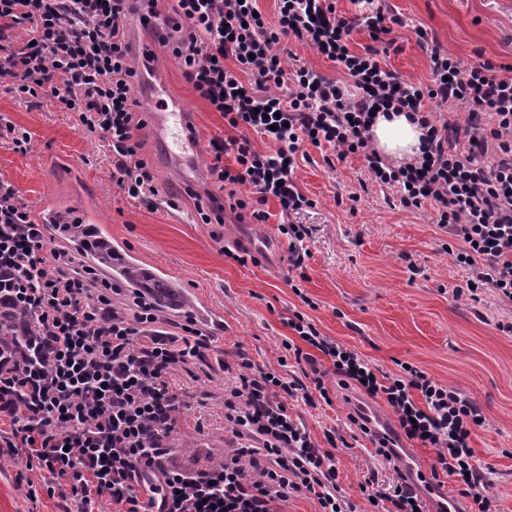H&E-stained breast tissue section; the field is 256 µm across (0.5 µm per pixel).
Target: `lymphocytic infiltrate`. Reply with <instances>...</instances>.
<instances>
[{
  "label": "lymphocytic infiltrate",
  "instance_id": "lymphocytic-infiltrate-1",
  "mask_svg": "<svg viewBox=\"0 0 512 512\" xmlns=\"http://www.w3.org/2000/svg\"><path fill=\"white\" fill-rule=\"evenodd\" d=\"M133 2L0 0V84L73 112L85 134L107 142L118 186L154 210L159 189L134 134L138 71L126 39ZM277 5L271 24L258 15L257 0H169L172 26L156 39L199 96L242 130L239 138L210 139V173L219 187L251 189L233 206L257 223L269 217L268 200L278 201L292 290L307 277L309 231L288 217L311 204L293 179L308 143L341 159L362 156L372 181L396 189L402 208L432 209L467 272L454 299L489 288L512 302V76L488 63L462 65L434 46L430 82L413 83L384 67L377 49L351 51L350 25L333 0ZM19 25L27 36L16 43L11 31ZM290 36L337 65L344 79L280 51ZM429 100L437 111L426 109ZM450 103L463 109L464 126L440 115ZM378 111L406 113L424 129L415 164L390 166L374 149ZM254 133L268 139V149L255 148ZM119 291L53 244L15 187L0 180V302L23 308L32 328L19 347L0 345V443L24 455L26 469L44 472L48 496L72 500L76 512H98L106 496L118 512H281L292 495L309 494L319 512H346L331 450L335 430L316 441L288 409L292 399L329 400L324 360L341 387L383 399L402 437L436 448L438 468L475 512H497L470 445L483 425L478 408L416 366L379 372L300 312L287 321L295 336L284 347L303 374H270L247 358L224 364L232 383L224 391L230 446L223 462L189 471L168 466L186 405L176 375L206 360L211 339L189 323L177 335L159 329L154 306L141 298L128 314L114 300ZM360 490L394 512H426L407 477L389 494L372 476Z\"/></svg>",
  "mask_w": 512,
  "mask_h": 512
}]
</instances>
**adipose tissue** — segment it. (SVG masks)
<instances>
[{"label": "adipose tissue", "mask_w": 512, "mask_h": 512, "mask_svg": "<svg viewBox=\"0 0 512 512\" xmlns=\"http://www.w3.org/2000/svg\"><path fill=\"white\" fill-rule=\"evenodd\" d=\"M423 131L419 124L409 122L405 113L377 116L371 138L376 151L400 164L414 163L420 155Z\"/></svg>", "instance_id": "adipose-tissue-1"}]
</instances>
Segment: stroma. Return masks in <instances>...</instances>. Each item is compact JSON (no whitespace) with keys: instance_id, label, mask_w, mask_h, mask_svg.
Masks as SVG:
<instances>
[{"instance_id":"stroma-1","label":"stroma","mask_w":512,"mask_h":512,"mask_svg":"<svg viewBox=\"0 0 512 512\" xmlns=\"http://www.w3.org/2000/svg\"><path fill=\"white\" fill-rule=\"evenodd\" d=\"M336 13L351 22L349 47H374L388 69L428 83L427 46L437 45L462 64L512 66V0H384L404 26L372 39L356 25L359 7L335 0ZM428 33L419 43L416 28ZM136 110L144 123L137 131L163 195L177 209L150 210L127 196L112 179L105 142L78 129L59 102L39 98L24 103L0 89V115L32 134L27 152L0 143V179L10 182L35 218L58 202L80 206L90 199L94 212L114 240L138 263L154 264L167 280L204 301L217 315L202 331L212 339L206 362L194 365L190 407L180 417L172 440V463L193 468L220 459L229 445L224 431V371L221 360L246 355L258 369H279L292 337L284 320L307 312L321 333L357 352L381 372L396 374L401 364L424 370L435 381L460 390L476 403L485 423L470 442L478 465L489 472L487 491L498 512H512V334L499 324L512 322V302L489 290L477 299L457 300L452 289L465 277L448 252L450 240L424 207H400L392 190L372 183L361 156L328 166L324 149L307 146L308 160L293 177L311 207L291 214L308 227L310 253L303 296L288 285V242L278 237L273 265H240L230 257L244 232L232 213L223 225L191 221L196 199L217 192L203 147L215 137L230 138L218 112L184 79L178 61L167 52L139 71ZM189 112L202 147L191 163L170 157L162 135L147 119L157 103ZM315 309H307L306 301ZM331 403H293L295 415L316 441L327 430L349 439L335 450L341 494L353 512H373L361 494L364 475L375 474L378 487L391 492L398 475L368 437L355 434L348 420L369 398L341 388L334 374L325 378ZM18 456L0 458V512H61L57 499L28 495L39 482Z\"/></svg>"}]
</instances>
